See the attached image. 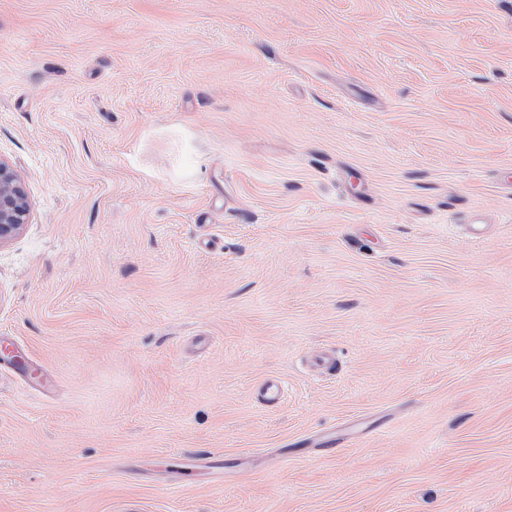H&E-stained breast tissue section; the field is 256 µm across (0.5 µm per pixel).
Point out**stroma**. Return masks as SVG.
I'll return each mask as SVG.
<instances>
[{"label":"stroma","mask_w":512,"mask_h":512,"mask_svg":"<svg viewBox=\"0 0 512 512\" xmlns=\"http://www.w3.org/2000/svg\"><path fill=\"white\" fill-rule=\"evenodd\" d=\"M0 160V512H512V0H0ZM28 212L23 184L11 166L0 160V243L24 226Z\"/></svg>","instance_id":"obj_1"}]
</instances>
